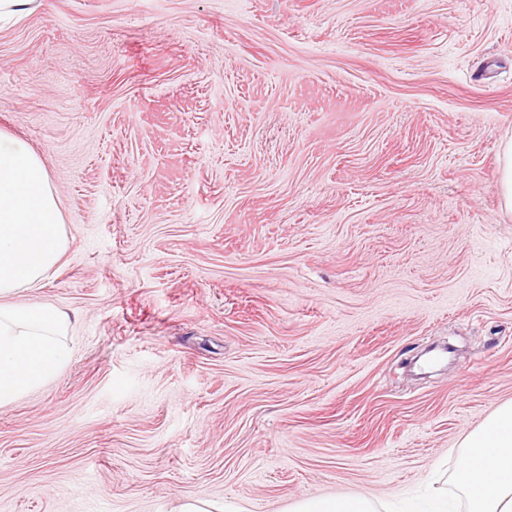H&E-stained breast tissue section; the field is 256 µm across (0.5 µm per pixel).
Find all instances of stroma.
<instances>
[{
    "mask_svg": "<svg viewBox=\"0 0 512 512\" xmlns=\"http://www.w3.org/2000/svg\"><path fill=\"white\" fill-rule=\"evenodd\" d=\"M0 132L42 159L68 364L0 407V512H455L512 400V0H37ZM497 172L503 209L512 213V135L510 134L500 141ZM373 502L364 496H336L300 501L295 512H375Z\"/></svg>",
    "mask_w": 512,
    "mask_h": 512,
    "instance_id": "obj_1",
    "label": "stroma"
}]
</instances>
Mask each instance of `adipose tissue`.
Masks as SVG:
<instances>
[{
  "label": "adipose tissue",
  "instance_id": "1",
  "mask_svg": "<svg viewBox=\"0 0 512 512\" xmlns=\"http://www.w3.org/2000/svg\"><path fill=\"white\" fill-rule=\"evenodd\" d=\"M456 481L466 512H512V401L464 439Z\"/></svg>",
  "mask_w": 512,
  "mask_h": 512
}]
</instances>
